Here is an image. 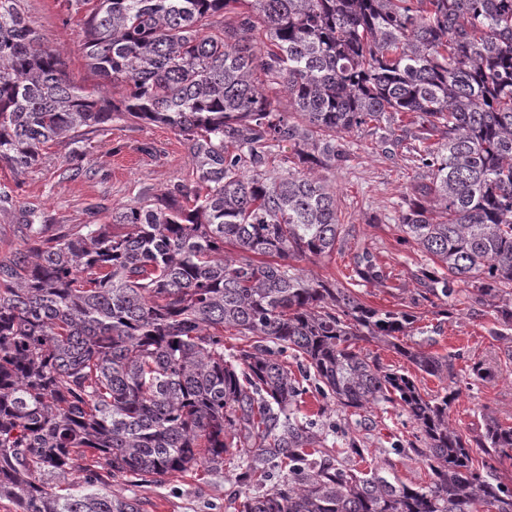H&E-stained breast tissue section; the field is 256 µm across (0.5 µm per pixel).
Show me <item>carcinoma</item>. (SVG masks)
I'll use <instances>...</instances> for the list:
<instances>
[{"mask_svg": "<svg viewBox=\"0 0 512 512\" xmlns=\"http://www.w3.org/2000/svg\"><path fill=\"white\" fill-rule=\"evenodd\" d=\"M64 2L85 11L98 96L42 47L22 0H0V162L23 172L46 144L126 119L180 135L194 182L59 234L22 210L24 246L0 258V508L141 512L112 479L148 486L236 463L248 485L280 475L270 492H240L237 512H512L497 475L512 426L488 415L463 437L448 419L457 387L424 394L359 348L382 342L454 379L448 357L400 343L411 316L291 264L342 241L327 178L345 161L342 136L417 123L412 162L431 182L405 198L398 226L431 257L415 275L422 299L463 284L491 309V335L512 334V0ZM354 273L387 281L367 252ZM227 329L243 345L226 353ZM304 380L342 411L398 402L429 482L360 469L354 437L325 449L294 418Z\"/></svg>", "mask_w": 512, "mask_h": 512, "instance_id": "carcinoma-1", "label": "carcinoma"}]
</instances>
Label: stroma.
Returning <instances> with one entry per match:
<instances>
[{
	"label": "stroma",
	"instance_id": "35a3bbf8",
	"mask_svg": "<svg viewBox=\"0 0 512 512\" xmlns=\"http://www.w3.org/2000/svg\"><path fill=\"white\" fill-rule=\"evenodd\" d=\"M24 12L44 46L61 52L69 80L88 90L95 88L98 79L86 69L81 53V15L67 13L63 0H24ZM400 134L394 124L380 131L366 128L345 135L349 158L336 173L343 240L330 257L299 259L295 265L310 277L340 283L350 274L355 254L372 253L391 277L385 286L362 283L354 285L353 291L372 307L414 316V330L404 337V344L454 356L459 394L449 412L451 425L470 437L480 432L488 415L512 426V340L490 336L491 312L472 302L468 288H458L445 303L419 296L415 273L428 264L429 257L414 242L404 240L398 216L407 193L429 183L430 175L413 168L403 150H390L389 140ZM70 150L64 139L48 144L41 163L21 173L0 162V188L10 190L16 202L15 207L0 211V225L6 228L0 236V256L22 243L11 230L20 223L22 208L41 210L51 224H105L113 207L192 180L189 151L162 124L116 120L105 131L90 135L83 156L72 157ZM363 348L389 368L413 376L421 392L442 390L443 381L418 373L391 347L367 342ZM477 361L492 368L493 378L483 381L472 375ZM321 410L331 419L323 429L327 447H343L348 433L362 437L369 460L389 467L403 481L427 483L420 456L408 447L417 429L401 407L381 403L342 413L326 407L311 389L295 416L305 421ZM242 489L238 471L229 467L204 471L195 478L171 477L142 488L120 478L112 481L113 494L139 499L143 512H235L234 502Z\"/></svg>",
	"mask_w": 512,
	"mask_h": 512
}]
</instances>
